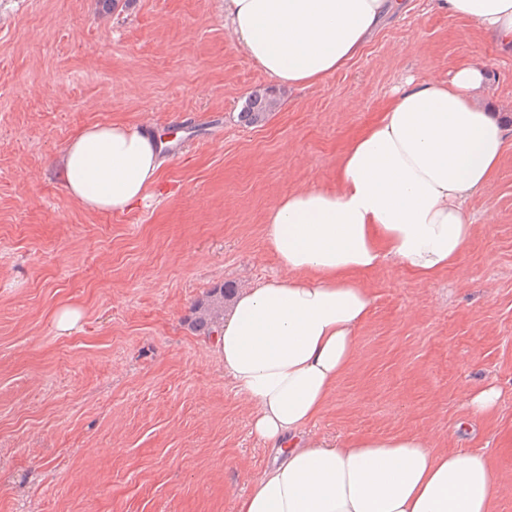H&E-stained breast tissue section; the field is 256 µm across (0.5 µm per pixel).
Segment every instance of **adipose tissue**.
<instances>
[{
    "label": "adipose tissue",
    "instance_id": "ef3b65f1",
    "mask_svg": "<svg viewBox=\"0 0 512 512\" xmlns=\"http://www.w3.org/2000/svg\"><path fill=\"white\" fill-rule=\"evenodd\" d=\"M400 0H224L237 47L282 87L343 69ZM489 40L512 45V0H435ZM485 66L448 81L407 80L343 151L332 187L279 198L264 239L280 277L240 291L217 345L251 406V431L277 455L236 512H494L502 488L486 455L435 450L425 435L326 437L309 426L359 354L372 294L363 273L393 263L433 280L474 230L466 200L487 188L512 124L480 99ZM163 169L155 140L93 124L57 159L67 192L91 212L122 213Z\"/></svg>",
    "mask_w": 512,
    "mask_h": 512
}]
</instances>
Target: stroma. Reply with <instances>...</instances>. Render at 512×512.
<instances>
[{
    "mask_svg": "<svg viewBox=\"0 0 512 512\" xmlns=\"http://www.w3.org/2000/svg\"><path fill=\"white\" fill-rule=\"evenodd\" d=\"M488 70L485 103L512 114V55L434 0H402L344 70L279 89L261 126L238 118L269 89L224 26V0H0V512H234L272 463L194 304L222 284L279 276L263 226L274 202L332 186L349 142L406 78ZM148 125L158 184L123 213L90 212L53 163L81 128ZM473 237L425 282L388 264L359 358L315 421L321 434L424 433L484 453L512 512V148L468 203ZM66 308L80 318L57 328ZM495 417L469 436L473 387ZM499 392L492 386L475 389L467 402L469 417L481 420L493 414L497 409Z\"/></svg>",
    "mask_w": 512,
    "mask_h": 512,
    "instance_id": "35a3bbf8",
    "label": "stroma"
}]
</instances>
